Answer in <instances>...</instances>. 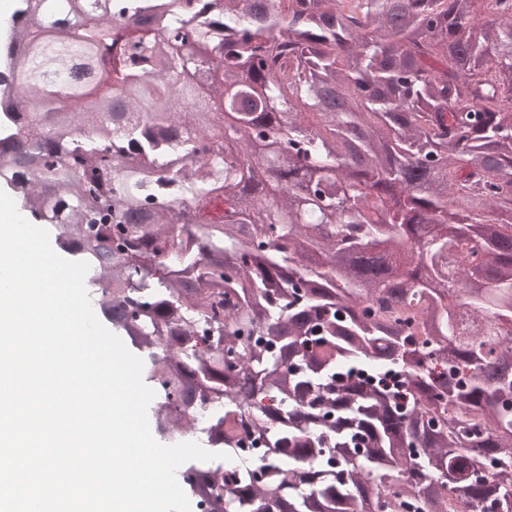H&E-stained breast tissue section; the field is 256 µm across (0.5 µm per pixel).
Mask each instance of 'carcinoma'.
<instances>
[{"label":"carcinoma","mask_w":512,"mask_h":512,"mask_svg":"<svg viewBox=\"0 0 512 512\" xmlns=\"http://www.w3.org/2000/svg\"><path fill=\"white\" fill-rule=\"evenodd\" d=\"M77 2L9 28L0 185L112 288L157 432L212 402L211 452L251 451L184 466L198 512H512V0H99L73 34Z\"/></svg>","instance_id":"carcinoma-1"}]
</instances>
